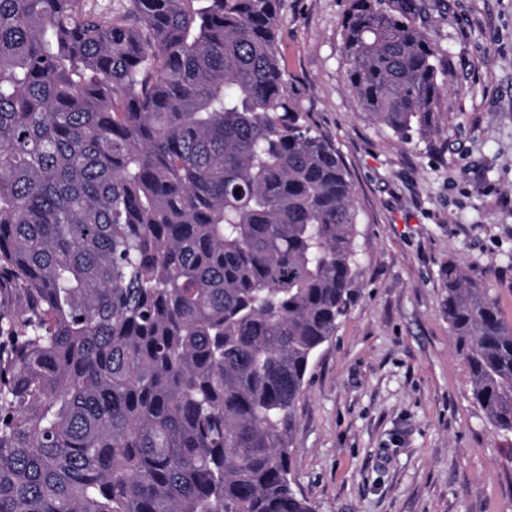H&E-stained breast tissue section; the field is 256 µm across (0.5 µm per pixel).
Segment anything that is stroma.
Returning a JSON list of instances; mask_svg holds the SVG:
<instances>
[{
    "mask_svg": "<svg viewBox=\"0 0 512 512\" xmlns=\"http://www.w3.org/2000/svg\"><path fill=\"white\" fill-rule=\"evenodd\" d=\"M348 0H281L288 83L354 188L361 297L319 350L291 448L315 512H512V454L472 398L442 309L449 261L512 323V0H440L447 88L405 142L343 79Z\"/></svg>",
    "mask_w": 512,
    "mask_h": 512,
    "instance_id": "1",
    "label": "stroma"
}]
</instances>
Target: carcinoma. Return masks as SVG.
I'll return each instance as SVG.
<instances>
[{
  "label": "carcinoma",
  "instance_id": "1",
  "mask_svg": "<svg viewBox=\"0 0 512 512\" xmlns=\"http://www.w3.org/2000/svg\"><path fill=\"white\" fill-rule=\"evenodd\" d=\"M0 0V512H314L290 478L360 296L353 188L278 49L280 0ZM428 0H349L347 85L409 142L447 77ZM443 310L512 440V324Z\"/></svg>",
  "mask_w": 512,
  "mask_h": 512
}]
</instances>
